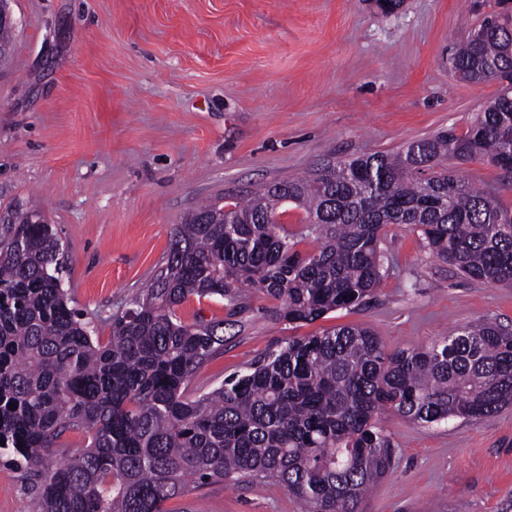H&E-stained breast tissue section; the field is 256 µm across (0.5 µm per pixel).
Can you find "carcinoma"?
I'll return each mask as SVG.
<instances>
[{"mask_svg":"<svg viewBox=\"0 0 512 512\" xmlns=\"http://www.w3.org/2000/svg\"><path fill=\"white\" fill-rule=\"evenodd\" d=\"M454 74L501 89L468 131L444 130L395 154L329 161L175 225L152 282L112 315V337L70 306L64 248L50 224L0 235V465L39 512H170L189 487L266 483L303 512H360L395 449L392 411L438 425L512 405V329L492 319L429 346L387 353L375 332L342 326L293 338L208 392L195 375L241 324L253 291L310 324L358 307L381 279L380 231L420 230L464 278L512 284V218L448 161L512 171V12H494L452 53ZM306 212L303 253L277 209ZM221 298L222 319L187 323L176 307ZM88 443L73 453L65 435Z\"/></svg>","mask_w":512,"mask_h":512,"instance_id":"1","label":"carcinoma"}]
</instances>
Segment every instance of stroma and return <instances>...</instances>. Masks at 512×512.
I'll return each mask as SVG.
<instances>
[{
    "instance_id": "1",
    "label": "stroma",
    "mask_w": 512,
    "mask_h": 512,
    "mask_svg": "<svg viewBox=\"0 0 512 512\" xmlns=\"http://www.w3.org/2000/svg\"><path fill=\"white\" fill-rule=\"evenodd\" d=\"M498 0H13L0 61V227L36 214L65 248L75 309L110 318L149 285L175 224L205 200L395 152L451 128L464 134L499 91L450 71L456 45ZM512 214V174L449 161ZM369 302L310 324L249 298L241 327L190 387L208 392L290 339L342 325L386 352L430 344L484 318L512 326V287L460 277L420 231H381ZM379 424L390 473L361 512H512V406L477 420ZM171 512H301L263 483H214Z\"/></svg>"
}]
</instances>
